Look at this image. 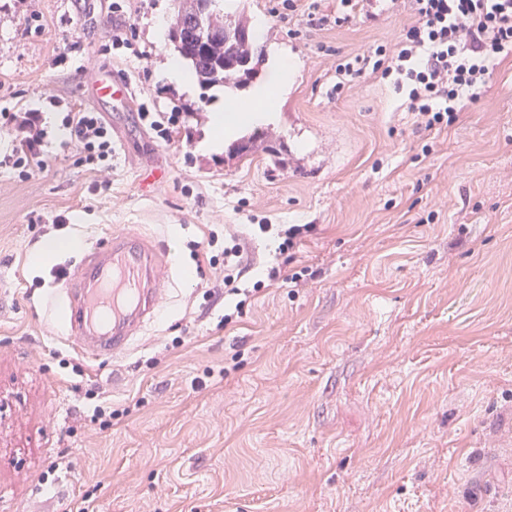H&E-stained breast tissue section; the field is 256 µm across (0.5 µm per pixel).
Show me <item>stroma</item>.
Wrapping results in <instances>:
<instances>
[{
  "label": "stroma",
  "instance_id": "stroma-1",
  "mask_svg": "<svg viewBox=\"0 0 512 512\" xmlns=\"http://www.w3.org/2000/svg\"><path fill=\"white\" fill-rule=\"evenodd\" d=\"M0 0V113L39 110L47 165L0 166V512H512V57L435 134L392 80L335 90V62L391 46L406 0H360L342 26L307 0H224L263 17L290 83L269 132L278 155L209 153L217 89L162 76L158 24L179 0ZM133 24L113 50L109 25ZM112 65L132 109L110 114L108 179L81 164L62 121L97 112L83 75ZM51 94L59 108L44 105ZM175 112L162 141L140 107ZM164 176L145 184L152 170ZM62 224H54V217ZM255 224H311L288 255ZM115 230L164 237L174 268L160 315L114 359L76 353L43 316L50 239ZM244 238L253 288L266 268L305 287L256 290L243 315L209 295L201 250ZM122 409L93 422L101 401Z\"/></svg>",
  "mask_w": 512,
  "mask_h": 512
}]
</instances>
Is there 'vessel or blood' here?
<instances>
[{
    "mask_svg": "<svg viewBox=\"0 0 512 512\" xmlns=\"http://www.w3.org/2000/svg\"><path fill=\"white\" fill-rule=\"evenodd\" d=\"M86 87L114 107L131 102L128 78L112 66L93 70ZM171 269L167 241L135 231L111 233L85 248L78 263L56 268L46 306L52 314L63 311L68 343L90 357L112 358L157 318Z\"/></svg>",
    "mask_w": 512,
    "mask_h": 512,
    "instance_id": "b4317fda",
    "label": "vessel or blood"
}]
</instances>
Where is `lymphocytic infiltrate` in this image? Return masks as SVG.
<instances>
[{
  "label": "lymphocytic infiltrate",
  "mask_w": 512,
  "mask_h": 512,
  "mask_svg": "<svg viewBox=\"0 0 512 512\" xmlns=\"http://www.w3.org/2000/svg\"><path fill=\"white\" fill-rule=\"evenodd\" d=\"M408 11L403 39L337 63L336 86L372 76L392 79L421 127L439 132L459 120L467 102L479 99L496 65L512 54V0H408ZM65 127L86 164L111 156L112 133L101 113H72ZM0 128L20 135L21 147L5 157L6 165L43 166L47 132L39 113H2Z\"/></svg>",
  "instance_id": "1"
}]
</instances>
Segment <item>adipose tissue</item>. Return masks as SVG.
<instances>
[{
  "mask_svg": "<svg viewBox=\"0 0 512 512\" xmlns=\"http://www.w3.org/2000/svg\"><path fill=\"white\" fill-rule=\"evenodd\" d=\"M288 87L287 78H280L277 86L257 84L253 90V103L249 107L228 106L214 111L211 115L212 135L205 143L211 151H220L224 138L233 134L248 123L269 119L279 109L280 95Z\"/></svg>",
  "mask_w": 512,
  "mask_h": 512,
  "instance_id": "1",
  "label": "adipose tissue"
}]
</instances>
